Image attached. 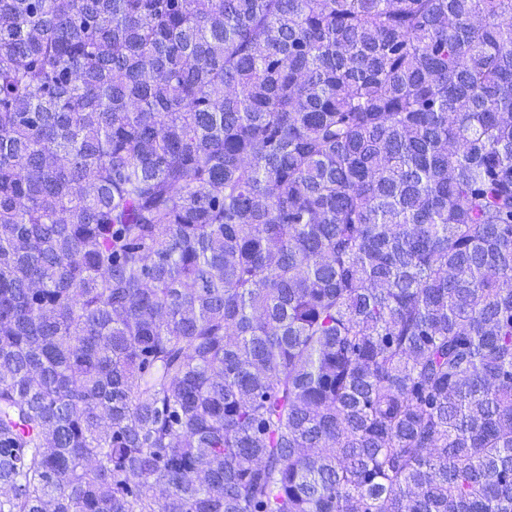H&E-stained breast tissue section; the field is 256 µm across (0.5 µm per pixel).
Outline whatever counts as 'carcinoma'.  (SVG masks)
<instances>
[{"mask_svg": "<svg viewBox=\"0 0 512 512\" xmlns=\"http://www.w3.org/2000/svg\"><path fill=\"white\" fill-rule=\"evenodd\" d=\"M0 488L512 512V0H0Z\"/></svg>", "mask_w": 512, "mask_h": 512, "instance_id": "carcinoma-1", "label": "carcinoma"}]
</instances>
